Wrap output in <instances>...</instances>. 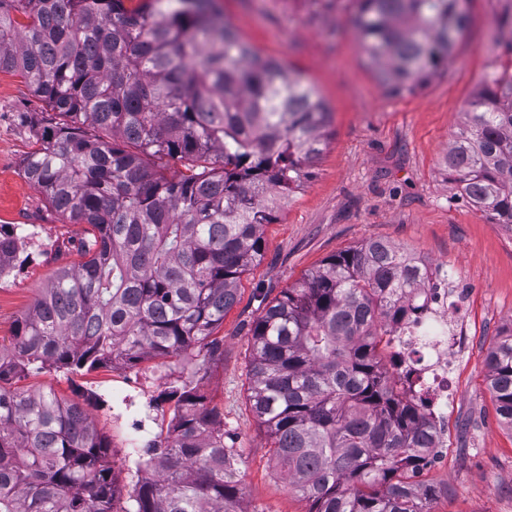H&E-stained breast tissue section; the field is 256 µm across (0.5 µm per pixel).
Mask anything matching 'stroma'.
<instances>
[{
	"label": "stroma",
	"instance_id": "1",
	"mask_svg": "<svg viewBox=\"0 0 512 512\" xmlns=\"http://www.w3.org/2000/svg\"><path fill=\"white\" fill-rule=\"evenodd\" d=\"M224 16L261 55L281 60L313 83L331 112L321 157L274 223L264 227L262 261L241 278L236 304L219 333L224 358L212 363L204 391L224 411V443L242 464L250 512H309L311 504L274 469L268 439L253 414L248 375L250 324L258 298L274 299L329 256L371 239L426 253L473 290L472 346L454 373L448 455L417 478L428 512H512V431L501 424L487 386L485 359L512 327V224L472 207L444 157L466 125L469 101L494 69L512 64V0H473L472 22L441 73L424 87L390 95L363 61L349 0H222ZM45 104L20 78L0 72V225L28 235L30 262L0 278V345L63 266L78 264L84 227L56 213L24 177ZM178 366L154 358L88 373L52 369L16 380L84 403L107 437L121 483H129L121 398L153 413L152 434L171 424L165 398Z\"/></svg>",
	"mask_w": 512,
	"mask_h": 512
}]
</instances>
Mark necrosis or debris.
I'll use <instances>...</instances> for the list:
<instances>
[{
	"mask_svg": "<svg viewBox=\"0 0 512 512\" xmlns=\"http://www.w3.org/2000/svg\"><path fill=\"white\" fill-rule=\"evenodd\" d=\"M406 263L420 278L419 297L414 310L393 326L387 342L391 364L408 376L409 396L434 432L431 461L436 464L448 441L449 374L470 344L465 314L472 290L423 253L407 254Z\"/></svg>",
	"mask_w": 512,
	"mask_h": 512,
	"instance_id": "necrosis-or-debris-1",
	"label": "necrosis or debris"
}]
</instances>
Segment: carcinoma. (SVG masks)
I'll use <instances>...</instances> for the list:
<instances>
[{"instance_id": "obj_1", "label": "carcinoma", "mask_w": 512, "mask_h": 512, "mask_svg": "<svg viewBox=\"0 0 512 512\" xmlns=\"http://www.w3.org/2000/svg\"><path fill=\"white\" fill-rule=\"evenodd\" d=\"M471 0H354L364 54L389 93L423 87L471 23ZM47 106L23 175L86 224L0 348V512H250L224 411L202 391L215 332L271 224L323 151L329 110L261 56L214 0H0V72ZM445 157L477 209L512 223V70L490 73ZM180 169L169 173L170 162ZM25 236L0 225V275ZM381 239L341 251L262 307L250 327L251 408L310 512H426L415 477L428 426L379 345L418 288ZM151 357L191 366L171 427L127 449L131 488L88 411L5 387L45 367L77 373ZM512 430V329L487 358Z\"/></svg>"}]
</instances>
